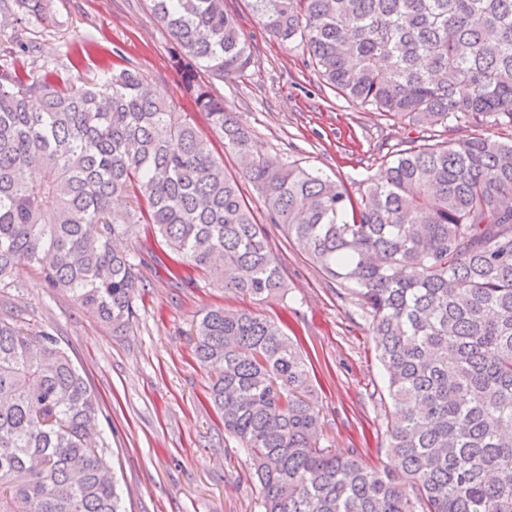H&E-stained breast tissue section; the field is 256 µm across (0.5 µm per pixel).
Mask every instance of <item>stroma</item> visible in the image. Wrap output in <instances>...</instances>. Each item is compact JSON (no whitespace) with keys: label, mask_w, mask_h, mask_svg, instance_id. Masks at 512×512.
Returning <instances> with one entry per match:
<instances>
[{"label":"stroma","mask_w":512,"mask_h":512,"mask_svg":"<svg viewBox=\"0 0 512 512\" xmlns=\"http://www.w3.org/2000/svg\"><path fill=\"white\" fill-rule=\"evenodd\" d=\"M224 5L251 45L253 63L242 76L216 83L214 92L249 131L256 154L321 171L357 196L395 152L451 138L512 140L511 130L496 126L460 123L450 132H432L357 105L322 82L300 48L266 32L249 0ZM50 8L54 25L30 19L7 26L0 44H36L39 62L58 66L76 86L92 81L104 65L135 66L177 108L191 111L175 43L146 0H51ZM265 233L287 285L282 300L255 302L202 277L176 284L162 263L165 246L142 230L130 245L152 250L159 261L142 269L145 286L125 332H113L70 293L48 288L30 264L18 265L12 287L0 294V306L23 327L58 338L99 397L100 435L124 512H260L250 460L225 435L207 400L218 370L193 355V324L214 306L283 320L312 366L324 444L357 452L369 468L398 470L386 449L392 403L376 394L384 380L368 319L337 295L335 283L280 227L266 225Z\"/></svg>","instance_id":"obj_1"}]
</instances>
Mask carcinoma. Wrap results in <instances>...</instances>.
<instances>
[{"instance_id":"1","label":"carcinoma","mask_w":512,"mask_h":512,"mask_svg":"<svg viewBox=\"0 0 512 512\" xmlns=\"http://www.w3.org/2000/svg\"><path fill=\"white\" fill-rule=\"evenodd\" d=\"M176 42L186 94L280 226L370 319L393 404L379 472L321 444L308 360L282 322L215 307L195 354L219 364L209 400L249 456L262 512H512V142L407 149L360 198L318 171L254 155L214 81L252 64L224 0H147ZM343 97L419 126L512 128V0H250ZM53 24L49 0L0 14ZM0 48V288L39 266L112 330L135 315L146 224L175 258L256 301L286 282L212 141L136 69L59 87ZM42 172L38 181L30 170ZM133 196L122 210L114 200ZM99 401L51 333L0 314V512H123L93 445Z\"/></svg>"}]
</instances>
